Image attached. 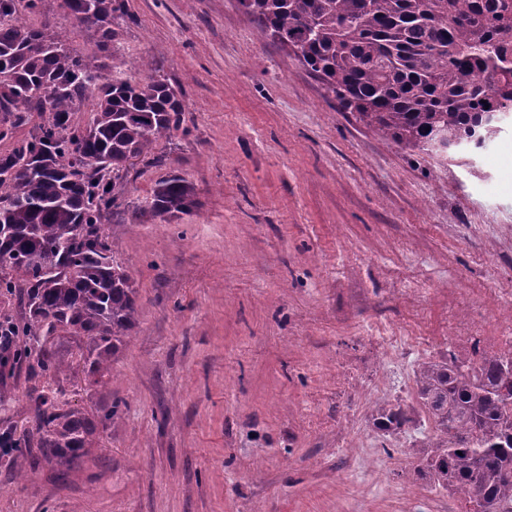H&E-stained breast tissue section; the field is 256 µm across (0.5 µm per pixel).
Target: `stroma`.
I'll list each match as a JSON object with an SVG mask.
<instances>
[{"label": "stroma", "instance_id": "35a3bbf8", "mask_svg": "<svg viewBox=\"0 0 512 512\" xmlns=\"http://www.w3.org/2000/svg\"><path fill=\"white\" fill-rule=\"evenodd\" d=\"M117 57L177 84L185 131L156 144L196 205L142 210L162 170L139 167L105 220L138 291V321L101 385L72 407L122 413L71 469L18 476L0 512H464L416 480L434 437L416 371L471 356L512 306V126L443 160L342 111L239 0H128ZM44 379L0 369V421L34 426ZM408 422L385 436L379 405Z\"/></svg>", "mask_w": 512, "mask_h": 512}]
</instances>
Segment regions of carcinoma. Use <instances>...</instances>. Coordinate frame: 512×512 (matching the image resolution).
I'll return each instance as SVG.
<instances>
[{"mask_svg":"<svg viewBox=\"0 0 512 512\" xmlns=\"http://www.w3.org/2000/svg\"><path fill=\"white\" fill-rule=\"evenodd\" d=\"M44 0H0V301L17 302L0 362L31 378L72 369L63 337L98 385L136 324L137 288L103 218L122 205L135 162L163 168L155 144L183 127L180 87L141 62L131 81L108 63L132 16L127 0H61L93 32L104 58L78 54L64 30L28 19ZM261 31L293 50L341 107L376 135L442 158L484 149L512 119V0H240ZM90 108V119L77 114ZM195 205L169 172L145 210L169 224ZM433 421L418 475L472 504L512 512V351L476 360L454 353L417 370ZM62 392L33 389L35 430L0 442L20 476L41 462L70 467L117 403L94 421L66 409ZM375 428L401 430L403 411L374 410ZM37 443L41 456L30 455Z\"/></svg>","mask_w":512,"mask_h":512,"instance_id":"carcinoma-1","label":"carcinoma"}]
</instances>
